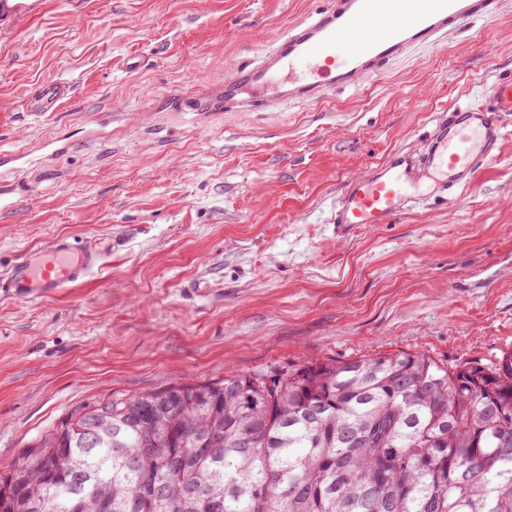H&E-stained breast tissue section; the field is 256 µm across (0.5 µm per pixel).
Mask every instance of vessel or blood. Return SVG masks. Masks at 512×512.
Instances as JSON below:
<instances>
[{"mask_svg":"<svg viewBox=\"0 0 512 512\" xmlns=\"http://www.w3.org/2000/svg\"><path fill=\"white\" fill-rule=\"evenodd\" d=\"M500 0H330L308 22L290 28L258 62L237 68L217 91L220 103L241 111L279 108L299 99L323 101L329 91L354 85L364 74L395 61L422 43L476 21H493ZM390 22L376 30L379 15ZM65 95L44 84L29 109L44 112ZM512 117V78L499 80L484 107H452L436 122L427 149L391 151L380 163L351 177L336 198L332 222L339 234L357 225L392 223L416 204L422 188L463 189L494 159ZM107 248L97 242L75 246L57 239L30 253L0 275V295L34 301L64 292L102 269Z\"/></svg>","mask_w":512,"mask_h":512,"instance_id":"vessel-or-blood-1","label":"vessel or blood"}]
</instances>
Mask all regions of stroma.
<instances>
[{"label":"stroma","mask_w":512,"mask_h":512,"mask_svg":"<svg viewBox=\"0 0 512 512\" xmlns=\"http://www.w3.org/2000/svg\"><path fill=\"white\" fill-rule=\"evenodd\" d=\"M327 2L43 0L0 17V150L28 160L0 171V273L63 237L122 241L62 294L0 297V466L76 408L184 376L512 350V132L467 188L344 237L331 222L349 177L421 150L441 112L512 76V0L482 38L455 30L323 102L215 103ZM46 81L68 95L31 114Z\"/></svg>","instance_id":"1"}]
</instances>
